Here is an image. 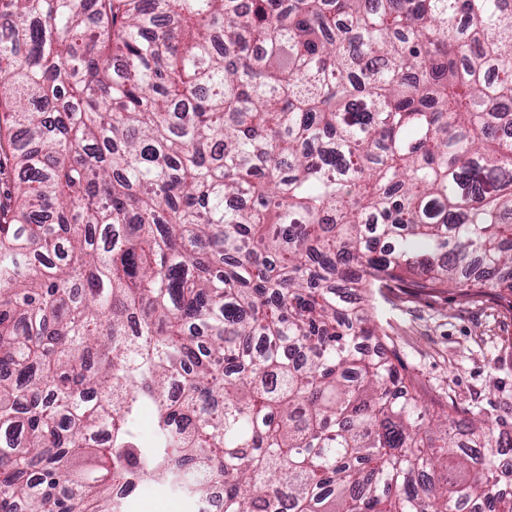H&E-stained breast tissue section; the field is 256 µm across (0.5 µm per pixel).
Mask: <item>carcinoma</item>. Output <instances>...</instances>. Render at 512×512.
Returning a JSON list of instances; mask_svg holds the SVG:
<instances>
[{
	"instance_id": "carcinoma-1",
	"label": "carcinoma",
	"mask_w": 512,
	"mask_h": 512,
	"mask_svg": "<svg viewBox=\"0 0 512 512\" xmlns=\"http://www.w3.org/2000/svg\"><path fill=\"white\" fill-rule=\"evenodd\" d=\"M1 28L0 512H512L503 432L366 349L376 290L512 293V0ZM140 495L133 500L130 512H193L185 500L170 495L153 484L142 485Z\"/></svg>"
}]
</instances>
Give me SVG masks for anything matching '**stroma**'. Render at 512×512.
Here are the masks:
<instances>
[{
    "mask_svg": "<svg viewBox=\"0 0 512 512\" xmlns=\"http://www.w3.org/2000/svg\"><path fill=\"white\" fill-rule=\"evenodd\" d=\"M385 344L425 401L512 424V308L456 293H388L375 302Z\"/></svg>",
    "mask_w": 512,
    "mask_h": 512,
    "instance_id": "obj_1",
    "label": "stroma"
}]
</instances>
